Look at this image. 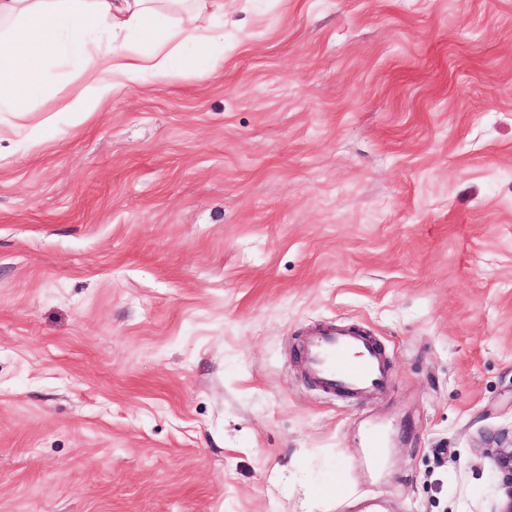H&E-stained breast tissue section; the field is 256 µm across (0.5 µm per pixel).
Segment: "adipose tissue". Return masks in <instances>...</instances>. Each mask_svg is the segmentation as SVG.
Returning <instances> with one entry per match:
<instances>
[{
  "mask_svg": "<svg viewBox=\"0 0 512 512\" xmlns=\"http://www.w3.org/2000/svg\"><path fill=\"white\" fill-rule=\"evenodd\" d=\"M223 27L224 0H0V112L36 111L67 67L85 78L65 106L80 113L190 63L217 72Z\"/></svg>",
  "mask_w": 512,
  "mask_h": 512,
  "instance_id": "obj_1",
  "label": "adipose tissue"
}]
</instances>
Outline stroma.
<instances>
[{
    "instance_id": "stroma-1",
    "label": "stroma",
    "mask_w": 512,
    "mask_h": 512,
    "mask_svg": "<svg viewBox=\"0 0 512 512\" xmlns=\"http://www.w3.org/2000/svg\"><path fill=\"white\" fill-rule=\"evenodd\" d=\"M73 87L0 113V512H493L512 0H224L219 72ZM309 373L330 393L382 390L389 384L386 362L377 344L350 329H320L300 352Z\"/></svg>"
}]
</instances>
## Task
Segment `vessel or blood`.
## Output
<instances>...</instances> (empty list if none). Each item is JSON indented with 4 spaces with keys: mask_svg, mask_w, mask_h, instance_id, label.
<instances>
[{
    "mask_svg": "<svg viewBox=\"0 0 512 512\" xmlns=\"http://www.w3.org/2000/svg\"><path fill=\"white\" fill-rule=\"evenodd\" d=\"M309 373L331 393H359L389 384L386 362L376 343L354 329H320L300 352Z\"/></svg>",
    "mask_w": 512,
    "mask_h": 512,
    "instance_id": "obj_1",
    "label": "vessel or blood"
}]
</instances>
